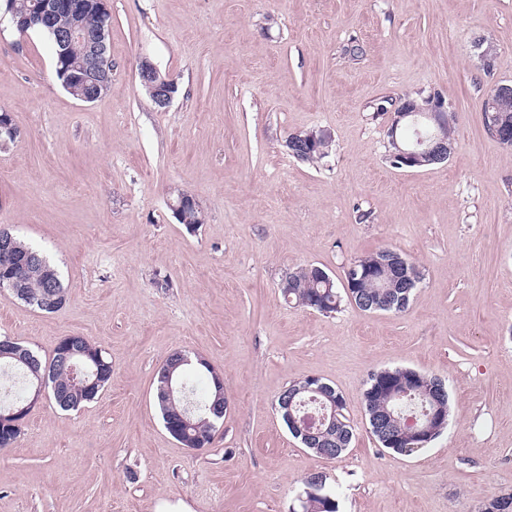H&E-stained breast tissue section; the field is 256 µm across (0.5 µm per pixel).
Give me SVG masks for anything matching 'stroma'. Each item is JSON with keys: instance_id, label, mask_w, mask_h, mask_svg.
Instances as JSON below:
<instances>
[{"instance_id": "35a3bbf8", "label": "stroma", "mask_w": 512, "mask_h": 512, "mask_svg": "<svg viewBox=\"0 0 512 512\" xmlns=\"http://www.w3.org/2000/svg\"><path fill=\"white\" fill-rule=\"evenodd\" d=\"M112 89L84 103L52 43L0 22V225L56 265L66 302L45 313L0 291V336L51 360L65 336L112 361L93 401L42 399L0 450V512H289L320 473L339 512H481L512 493V150L483 102L512 83V0H109ZM494 53L485 69L475 47ZM178 84L158 109L141 59ZM439 92L457 116L448 161L394 167L385 128L407 98ZM322 131L326 156H291ZM191 194L188 227L170 202ZM392 248L421 281L402 313L343 302L322 314L281 284L316 264ZM183 351L224 380L229 407L193 451L154 401ZM445 379L447 428L400 455L370 431V372ZM317 376L341 394L342 458L301 447L277 397ZM329 136L325 132H321L317 134L314 131L309 132H299V133H293L289 135L288 139L286 140V146H288L292 149V154L299 156L301 154L298 150V147L304 146L306 150H308V147H310L312 150L319 149L321 146V143L324 142L325 146H328L329 143Z\"/></svg>"}]
</instances>
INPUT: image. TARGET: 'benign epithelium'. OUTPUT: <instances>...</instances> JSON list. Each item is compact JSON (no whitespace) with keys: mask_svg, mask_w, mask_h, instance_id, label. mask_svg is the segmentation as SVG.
I'll return each instance as SVG.
<instances>
[{"mask_svg":"<svg viewBox=\"0 0 512 512\" xmlns=\"http://www.w3.org/2000/svg\"><path fill=\"white\" fill-rule=\"evenodd\" d=\"M92 8L99 17V27L95 34L85 33L83 16L87 9ZM64 14L70 19V25L57 31L56 44L58 58L63 60L71 43L79 39L85 43V55L82 61L71 67L66 75L64 84L69 91L80 89L76 99L91 103L100 95L112 87V57L109 52L108 36L111 26V12L107 6V0H41L36 12V19L48 21L55 15ZM138 77L141 85L150 95L155 105L159 108L167 107L177 93V84L169 78L159 77L155 66L146 58L138 65ZM512 97V84H499L495 86L492 97L488 100L486 111H500L499 102ZM448 111V107L441 96L431 93L420 101L407 100L398 106L386 129L388 144L392 147L390 154L398 162L401 168H419L431 160L445 161L454 150L453 143L442 137L438 132L421 137L417 142L411 144L399 137L398 129L402 123L408 122L412 125L423 118L433 123L438 128L442 124V115ZM329 143V136L314 131L299 132L289 135L286 145L292 149V154H299V148L304 146L316 150L321 143ZM376 265L380 270L387 271L385 288H405L409 281L414 279V273L406 265H398L387 268L388 261L379 260ZM78 335L64 337L56 345V353L71 359L79 365H84L83 352L76 348ZM32 399L8 409V413L0 414V426L11 425L21 426L23 420L28 416L31 409L39 401L45 392V384L42 377L32 385ZM434 404L433 413L420 426L416 421L408 422L411 433L400 436L401 440L412 442V449L425 447L448 424L445 416L441 414L438 405V394H429ZM288 422L295 436L301 438V442L311 444L314 439L323 436L327 431L336 425V412L331 416L325 415L320 420L304 421L293 415H288Z\"/></svg>","mask_w":512,"mask_h":512,"instance_id":"1","label":"benign epithelium"}]
</instances>
